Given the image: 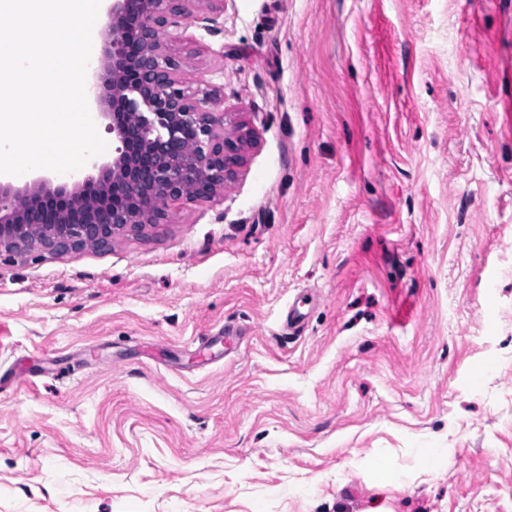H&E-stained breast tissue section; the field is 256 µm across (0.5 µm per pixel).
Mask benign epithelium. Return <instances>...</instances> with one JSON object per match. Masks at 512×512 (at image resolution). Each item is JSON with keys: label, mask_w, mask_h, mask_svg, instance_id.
<instances>
[{"label": "benign epithelium", "mask_w": 512, "mask_h": 512, "mask_svg": "<svg viewBox=\"0 0 512 512\" xmlns=\"http://www.w3.org/2000/svg\"><path fill=\"white\" fill-rule=\"evenodd\" d=\"M197 0H112L89 94L116 142L72 186L40 178L23 188L0 178V249L66 253L103 248L165 216L184 196L210 199L243 160V139L224 136V113L181 87L162 39Z\"/></svg>", "instance_id": "obj_1"}]
</instances>
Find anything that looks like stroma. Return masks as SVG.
Segmentation results:
<instances>
[{
	"mask_svg": "<svg viewBox=\"0 0 512 512\" xmlns=\"http://www.w3.org/2000/svg\"><path fill=\"white\" fill-rule=\"evenodd\" d=\"M207 13L223 193L0 251V512H512V0Z\"/></svg>",
	"mask_w": 512,
	"mask_h": 512,
	"instance_id": "35a3bbf8",
	"label": "stroma"
}]
</instances>
